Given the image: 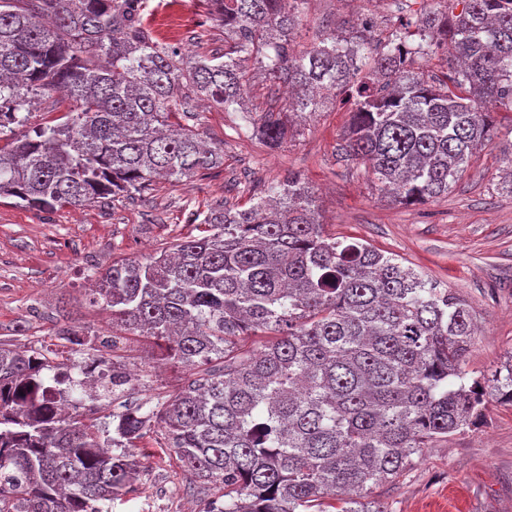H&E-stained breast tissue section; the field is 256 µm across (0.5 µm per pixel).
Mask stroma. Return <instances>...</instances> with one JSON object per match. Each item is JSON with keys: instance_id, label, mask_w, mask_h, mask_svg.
Instances as JSON below:
<instances>
[{"instance_id": "1", "label": "stroma", "mask_w": 512, "mask_h": 512, "mask_svg": "<svg viewBox=\"0 0 512 512\" xmlns=\"http://www.w3.org/2000/svg\"><path fill=\"white\" fill-rule=\"evenodd\" d=\"M180 6L194 21L175 45L195 54L223 48L224 32L209 20L204 0H148L154 36ZM422 6L423 0H308L296 42L305 49L332 31L351 36L364 15L375 17L371 38L382 41ZM191 110L189 124L223 142L224 163L190 183L164 181L132 200L42 212L0 200V341L87 360L92 350L75 353L59 341L53 317L63 307L86 330L111 334L107 313L86 302L89 269L154 253L199 205H244L295 175L314 190L328 234L370 244L468 299L479 326L466 356L470 377L512 360V188L501 178L512 154V109L498 108L493 145L471 157L447 195L417 206L388 203L364 168L346 159L341 134L349 106L342 93L329 94L322 112L273 152L240 135L250 113L197 102ZM18 324L26 325L25 335L14 333ZM116 353L139 399L171 394L188 379L168 364L149 368L148 348L137 337L120 339ZM162 443L155 427L139 441L145 465L139 490L113 501L112 512H202L206 498L216 497ZM383 498L391 512H512V403L489 401L476 424L429 443Z\"/></svg>"}]
</instances>
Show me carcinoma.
I'll return each instance as SVG.
<instances>
[{"label": "carcinoma", "instance_id": "carcinoma-1", "mask_svg": "<svg viewBox=\"0 0 512 512\" xmlns=\"http://www.w3.org/2000/svg\"><path fill=\"white\" fill-rule=\"evenodd\" d=\"M205 2L224 49L189 56L151 36L146 0H0V199L84 207L224 164V145L180 119L192 96L244 108L248 59L293 92L251 138L274 151L293 137L291 114L346 92L345 156L399 204L448 193L493 142L491 110L512 108V0H439L384 42L365 28L300 52L307 0ZM411 27L419 54L444 51L449 70L427 77L401 57ZM54 88L68 101L60 121L31 125L26 105ZM269 193L273 204L197 210L170 245L91 272L90 303L110 313L112 336H138L190 372L154 406L112 415L124 452L83 423L82 402L56 411L73 365L0 342V512H111L141 479L130 449L153 426L219 492L205 512H389L374 493L428 440L468 424L489 396L512 402L511 363L466 382L477 324L463 296L326 235L300 178ZM259 334L269 340L255 352L244 340ZM55 335L96 351L112 391H134L109 341L65 324Z\"/></svg>", "mask_w": 512, "mask_h": 512}]
</instances>
